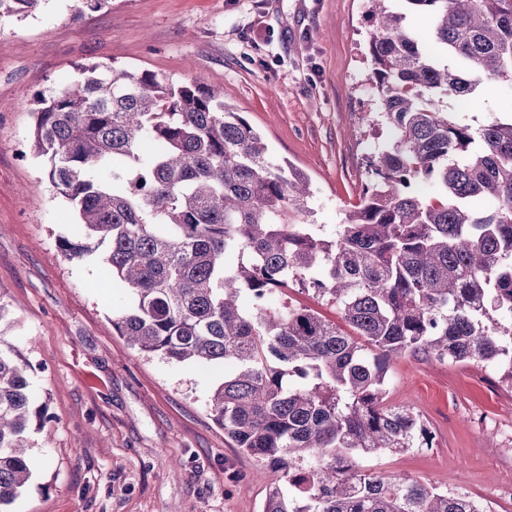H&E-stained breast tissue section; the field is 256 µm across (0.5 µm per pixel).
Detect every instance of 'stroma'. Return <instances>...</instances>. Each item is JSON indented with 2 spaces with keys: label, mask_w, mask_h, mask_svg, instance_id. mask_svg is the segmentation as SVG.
Masks as SVG:
<instances>
[{
  "label": "stroma",
  "mask_w": 512,
  "mask_h": 512,
  "mask_svg": "<svg viewBox=\"0 0 512 512\" xmlns=\"http://www.w3.org/2000/svg\"><path fill=\"white\" fill-rule=\"evenodd\" d=\"M363 0H39L0 14V336L36 368L34 475L14 512H262L279 478L212 420L214 374L130 346L111 320L126 305L102 252L80 263L60 243L76 214L33 143L34 98L81 66L148 69L217 83L273 155L307 174L314 221L331 234L370 181L389 135L375 109ZM512 108L487 81L464 114L476 126ZM387 401L429 424L432 448L365 466L391 478L463 486L512 512V386L477 364L394 360Z\"/></svg>",
  "instance_id": "stroma-1"
}]
</instances>
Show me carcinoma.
<instances>
[{"label":"carcinoma","instance_id":"obj_1","mask_svg":"<svg viewBox=\"0 0 512 512\" xmlns=\"http://www.w3.org/2000/svg\"><path fill=\"white\" fill-rule=\"evenodd\" d=\"M366 2L377 110L361 121L394 139L331 236L308 223L309 179L214 84L82 67L36 95L34 147L78 213L64 257L106 247V273L127 290L112 328L172 363L224 369L213 420L281 474L263 512H487L360 461L432 447L418 414L387 403L392 360L476 363L512 384V321H493L512 318V117L475 128L451 103L512 83V0ZM290 288L336 306L352 333L265 305ZM34 370L0 336V512L31 479V420L47 418Z\"/></svg>","mask_w":512,"mask_h":512}]
</instances>
